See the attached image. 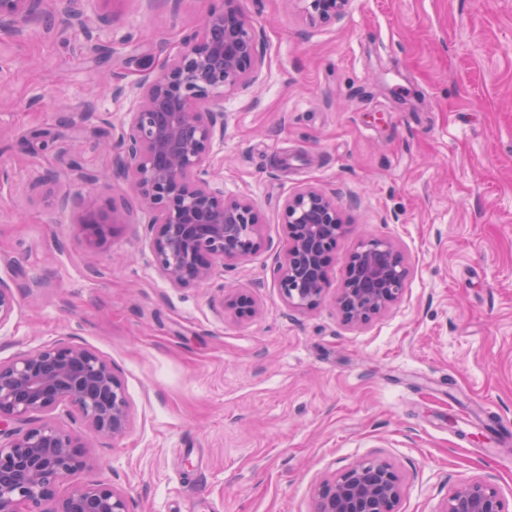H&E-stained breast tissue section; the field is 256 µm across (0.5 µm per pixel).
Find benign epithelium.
I'll return each instance as SVG.
<instances>
[{"label":"benign epithelium","mask_w":512,"mask_h":512,"mask_svg":"<svg viewBox=\"0 0 512 512\" xmlns=\"http://www.w3.org/2000/svg\"><path fill=\"white\" fill-rule=\"evenodd\" d=\"M312 21L342 16L350 0H299ZM46 6L44 0H0V29ZM262 33L235 6L211 10L201 29L149 81L134 90L119 140L125 156L117 176L153 214L147 234L160 276L173 288L200 287L224 265L260 247V218L247 199L226 198L212 174L216 137L224 135V95L250 85L262 64ZM124 204L81 221L89 247L112 234ZM288 249L277 263L278 288L288 305L309 310L327 294V266L348 231L336 198L306 187L283 203ZM347 274L334 304L347 324H364L397 301L409 274L404 254L388 239L362 240L348 255ZM17 304L0 280V326ZM239 318L256 314L255 299L237 290L225 298ZM61 404L77 411L88 435L117 439L129 428V401L112 362L94 350L59 341L0 361V512H131L129 497L110 484L59 485L88 468L80 438L51 419L28 428L9 423ZM405 483L384 459H370L324 481L313 512H398ZM441 512H508L500 492L468 477L448 493Z\"/></svg>","instance_id":"1"}]
</instances>
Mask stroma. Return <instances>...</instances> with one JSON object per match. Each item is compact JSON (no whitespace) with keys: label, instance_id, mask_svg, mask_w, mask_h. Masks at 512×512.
<instances>
[{"label":"stroma","instance_id":"stroma-1","mask_svg":"<svg viewBox=\"0 0 512 512\" xmlns=\"http://www.w3.org/2000/svg\"><path fill=\"white\" fill-rule=\"evenodd\" d=\"M223 3L84 0L80 28L50 0L0 29V279L19 289L0 361L64 339L112 362L130 428L89 441L74 480L114 485L133 512H312L321 481L378 457L405 481L399 512H441L466 477L512 508V0H350L316 23L300 0H237L264 62L225 96L213 158L261 244L176 289L136 197L97 248L79 220L125 195L132 86ZM307 186L349 226L329 291L366 236L408 260L402 298L365 324L330 298L289 308L277 286L283 202ZM233 288L253 317L223 310Z\"/></svg>","mask_w":512,"mask_h":512}]
</instances>
